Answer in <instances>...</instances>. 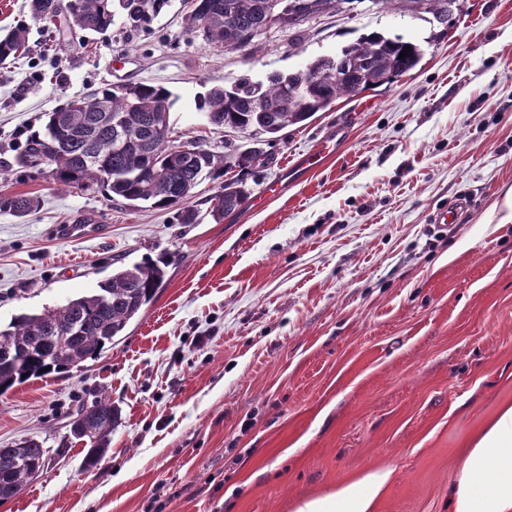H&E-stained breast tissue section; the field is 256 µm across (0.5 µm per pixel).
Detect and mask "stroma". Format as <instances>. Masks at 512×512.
Segmentation results:
<instances>
[{
	"label": "stroma",
	"instance_id": "1",
	"mask_svg": "<svg viewBox=\"0 0 512 512\" xmlns=\"http://www.w3.org/2000/svg\"><path fill=\"white\" fill-rule=\"evenodd\" d=\"M189 0L149 29L90 42L0 0V28L29 50L0 63V194L39 198L0 213V324L97 290L118 263L166 257V281L126 336L81 371L0 396V447L48 448L42 476L0 512H292L305 495L389 467L374 512H448L471 438L512 406V0H453L442 24L417 0H347L275 27L258 58L189 30ZM379 32L423 44L414 71L338 100L279 141L209 126L196 102L214 85L333 56ZM168 88L171 138L227 153L257 147L241 172L262 208L213 220L206 179L178 209H132L93 186L61 188L18 165L46 112L123 83ZM342 136L309 173L301 154ZM468 207L436 231V209ZM119 411L97 469L80 466L70 414L98 395ZM38 207V200L32 196L0 195V213L22 217Z\"/></svg>",
	"mask_w": 512,
	"mask_h": 512
}]
</instances>
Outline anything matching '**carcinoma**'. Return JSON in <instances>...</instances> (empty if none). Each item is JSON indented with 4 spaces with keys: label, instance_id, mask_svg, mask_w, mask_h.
<instances>
[{
    "label": "carcinoma",
    "instance_id": "carcinoma-1",
    "mask_svg": "<svg viewBox=\"0 0 512 512\" xmlns=\"http://www.w3.org/2000/svg\"><path fill=\"white\" fill-rule=\"evenodd\" d=\"M219 11L191 10L187 25L217 48L253 55L264 49L261 36L275 25L295 27L308 17L339 9L346 0H205ZM170 0H28L33 19L62 17L68 29L103 34L117 24L130 31L150 27ZM408 46L406 57L399 55ZM28 48L27 31L15 26L0 33V62ZM424 50L418 43L381 33L363 34L333 57L317 58L301 69L276 73L266 81L249 77L230 87L215 86L200 96L198 109L214 128L247 135L281 137L291 126L325 112L339 99L388 86L416 69ZM172 93L160 85L122 84L101 94L69 102V111L46 113L43 130L27 139L19 164L45 166L63 187L98 186L132 207L167 209L190 199L201 180L224 170L262 165L261 154L243 150L221 155L200 142L170 140ZM123 119L125 138H115L105 116ZM249 196L239 180L226 181L210 198L219 219L239 209ZM38 207L32 196L0 195V213L22 217ZM168 261L147 260L122 266L89 294L37 314H20L0 326V395L51 373L80 371L125 336L129 325L163 286ZM118 410L102 394L78 406L69 426L82 424V469L100 464L112 442ZM49 450L28 440L17 448H0V500H9L44 472Z\"/></svg>",
    "mask_w": 512,
    "mask_h": 512
}]
</instances>
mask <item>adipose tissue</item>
I'll list each match as a JSON object with an SVG mask.
<instances>
[{"label": "adipose tissue", "instance_id": "ef3b65f1", "mask_svg": "<svg viewBox=\"0 0 512 512\" xmlns=\"http://www.w3.org/2000/svg\"><path fill=\"white\" fill-rule=\"evenodd\" d=\"M393 471L376 468L298 501L294 512H373ZM448 512H512V407L465 449L448 486Z\"/></svg>", "mask_w": 512, "mask_h": 512}]
</instances>
